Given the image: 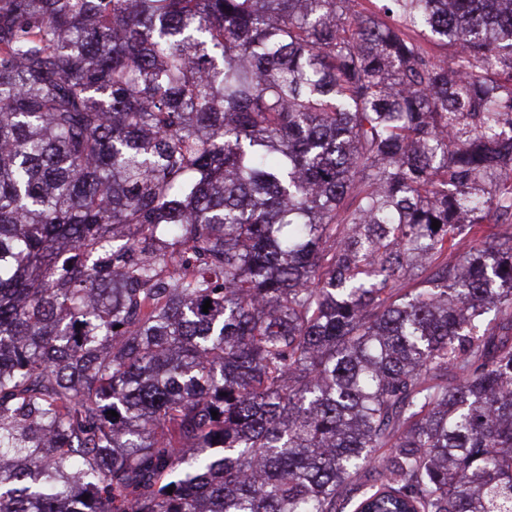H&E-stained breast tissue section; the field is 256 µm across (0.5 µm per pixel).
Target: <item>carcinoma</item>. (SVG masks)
I'll list each match as a JSON object with an SVG mask.
<instances>
[{
    "mask_svg": "<svg viewBox=\"0 0 512 512\" xmlns=\"http://www.w3.org/2000/svg\"><path fill=\"white\" fill-rule=\"evenodd\" d=\"M500 223L512 0H0V512H512Z\"/></svg>",
    "mask_w": 512,
    "mask_h": 512,
    "instance_id": "1",
    "label": "carcinoma"
}]
</instances>
